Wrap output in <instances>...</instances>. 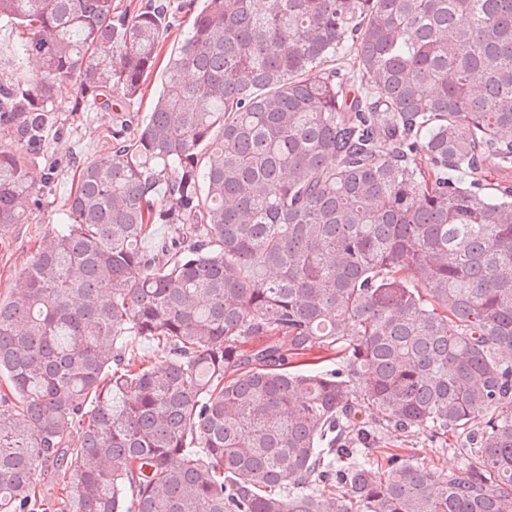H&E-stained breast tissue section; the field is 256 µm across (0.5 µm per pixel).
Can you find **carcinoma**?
I'll use <instances>...</instances> for the list:
<instances>
[{"instance_id":"1","label":"carcinoma","mask_w":512,"mask_h":512,"mask_svg":"<svg viewBox=\"0 0 512 512\" xmlns=\"http://www.w3.org/2000/svg\"><path fill=\"white\" fill-rule=\"evenodd\" d=\"M112 2L0 0V237L77 178L0 301V512L49 469L72 512H512V0H204L148 119L37 172L57 88L133 100L178 22ZM421 429L458 469L369 453ZM128 349V358L133 359L137 364L145 360V364L156 368V366L166 365L169 361L168 352L148 339H138Z\"/></svg>"}]
</instances>
